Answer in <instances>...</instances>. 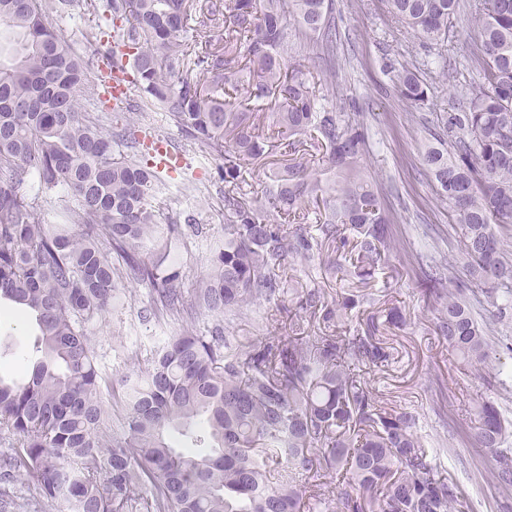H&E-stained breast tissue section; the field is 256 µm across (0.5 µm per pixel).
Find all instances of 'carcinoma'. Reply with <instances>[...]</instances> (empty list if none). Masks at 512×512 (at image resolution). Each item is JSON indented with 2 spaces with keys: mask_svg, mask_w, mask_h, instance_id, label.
<instances>
[{
  "mask_svg": "<svg viewBox=\"0 0 512 512\" xmlns=\"http://www.w3.org/2000/svg\"><path fill=\"white\" fill-rule=\"evenodd\" d=\"M199 0H0V311L15 309L37 334L29 370L0 377V431L15 437L0 457V481L33 480L17 512L43 500L59 512H315L324 467L346 475L341 512H471L442 478L415 434L416 415L381 405L353 366L379 367L390 352L374 323L357 336H276L243 350L223 324L161 340L151 357L109 386L90 325L122 309L125 284L145 283L156 310L194 320L242 315L257 300L279 303L288 258L309 262L322 247L352 246L351 274L367 280L386 262L389 217L362 174L365 134L334 108H317L312 73L288 59L292 30L333 41V0H205V50L187 37ZM389 11L427 45L448 41L461 0H388ZM102 12L103 31L79 52L52 16ZM482 83L461 112H445L422 165L454 212L469 284L512 325V0L476 11ZM102 55L105 82L137 76L151 105L185 137L223 161L221 179H244L252 160L282 157L264 201L224 192V240L186 299L171 257L197 224H168L156 236L152 205L161 183L128 124L105 129L89 116L86 68ZM401 96L421 106L427 84L395 69ZM325 149L321 178L308 171L299 137ZM63 187L76 200L64 223L42 222L39 194ZM322 208L318 236L290 231ZM350 236H345L340 225ZM356 238L349 244V237ZM358 303L329 306L321 294L299 307L329 323ZM437 331L462 363L483 369L488 328L461 294L448 291ZM112 394L115 417L104 408ZM476 440L493 456V478L512 488L511 422L491 401L479 407Z\"/></svg>",
  "mask_w": 512,
  "mask_h": 512,
  "instance_id": "1",
  "label": "carcinoma"
}]
</instances>
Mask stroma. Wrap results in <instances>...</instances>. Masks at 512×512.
I'll use <instances>...</instances> for the list:
<instances>
[{
  "mask_svg": "<svg viewBox=\"0 0 512 512\" xmlns=\"http://www.w3.org/2000/svg\"><path fill=\"white\" fill-rule=\"evenodd\" d=\"M330 23L336 28L333 43L296 35L289 56L312 72L322 106L345 113L365 130L364 173L394 232L390 260L366 284L344 268L328 270L317 261L288 260L284 311L255 302L242 316L225 318L224 333L245 345L261 341L270 331L290 335L288 312L305 288L319 289L330 303L353 291L363 295V304L339 320L325 323L308 316L305 327L314 336H351L367 317H376L391 358L378 368L357 366V374L370 382L386 407L416 414L422 445L448 479L468 494L473 512H512V489L493 483L492 455L475 439L480 402H495L512 420V352L502 347L500 338H493L491 358L508 376L506 383L493 382L453 360L447 340L436 331L438 296L455 288L465 270L451 210L421 166L437 115L463 109L469 89L481 80L479 31L469 15L456 17L448 52L440 54L391 17L387 0H335ZM394 64L415 66L423 75L429 96L425 106L402 98L390 70ZM141 99L135 87L125 101L103 95L102 125L125 121L130 117L125 113L127 101ZM130 118L146 134L170 140L187 159V168L163 175L156 198L162 203L160 224L189 220L204 229L202 236L185 238L177 248L184 270L182 288L192 294L206 272L210 245L224 237V184L218 178L222 162L201 152L168 113L152 105ZM433 265L444 271L441 283L424 276ZM126 296L124 309L94 323L92 330L97 358L114 379L125 374L132 353L149 354L161 337L192 327L203 332L214 321L203 313L192 323L155 317L151 292L142 284H129ZM393 307L405 318L402 327L386 322ZM34 338L30 321L0 316L1 373L16 375L25 369Z\"/></svg>",
  "mask_w": 512,
  "mask_h": 512,
  "instance_id": "obj_1",
  "label": "stroma"
}]
</instances>
